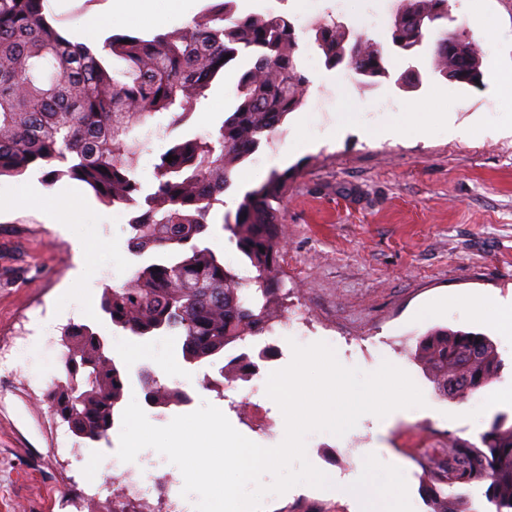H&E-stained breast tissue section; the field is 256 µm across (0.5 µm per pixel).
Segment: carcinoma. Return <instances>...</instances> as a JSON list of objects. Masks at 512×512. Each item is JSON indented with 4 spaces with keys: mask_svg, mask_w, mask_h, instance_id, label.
I'll use <instances>...</instances> for the list:
<instances>
[{
    "mask_svg": "<svg viewBox=\"0 0 512 512\" xmlns=\"http://www.w3.org/2000/svg\"><path fill=\"white\" fill-rule=\"evenodd\" d=\"M46 0H0V176L30 169L89 186L102 201L134 208L128 246L146 261L121 288L104 289L100 310L116 330L140 338L172 333L189 364L219 366L221 377L247 376L257 367L242 353L224 361V348L270 330L281 288L277 263L286 244L280 202L288 172L274 171L222 213L224 229L255 268L245 288L224 257L205 245L209 217L224 205L230 172L241 165L305 100L308 78L295 62V29L282 14H236L234 0L207 9L190 24L150 39L107 38L102 51L124 62L114 75L104 57L72 43L48 22ZM448 18V0H401L391 23L394 46L423 45L435 22ZM347 27L334 19L312 26L329 68L386 77L382 48L360 41L347 47ZM252 59L240 75L237 101L216 131L173 140L154 164L153 182L138 177L147 141L135 134L146 119L169 116L167 128L187 123L212 81L230 64ZM434 70L476 85L481 61L472 41L440 35ZM176 157L167 162L166 157ZM63 367L47 395L57 417L73 421L82 440L108 437L127 388L125 367L87 324L63 328ZM415 360L433 376L440 395L463 400L499 373L502 361L479 333L437 329L424 336ZM457 381L455 391L448 383ZM153 406L186 402L180 389L142 378ZM497 415L481 447L452 448L432 461L422 492L431 512H479L468 492L446 486L485 482L487 512H512V424Z\"/></svg>",
    "mask_w": 512,
    "mask_h": 512,
    "instance_id": "cac0c4a2",
    "label": "carcinoma"
}]
</instances>
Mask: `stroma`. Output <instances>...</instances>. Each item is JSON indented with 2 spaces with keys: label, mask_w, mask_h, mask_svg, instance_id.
<instances>
[{
  "label": "stroma",
  "mask_w": 512,
  "mask_h": 512,
  "mask_svg": "<svg viewBox=\"0 0 512 512\" xmlns=\"http://www.w3.org/2000/svg\"><path fill=\"white\" fill-rule=\"evenodd\" d=\"M336 0H235L238 15L285 11L298 43L313 39L303 16ZM219 0H184L162 27L134 22L89 32L88 20L109 11L110 0H48L46 17L69 41L101 48L111 35L151 38L188 24ZM449 17L438 31L471 40L480 56V86L459 84L435 72L432 40L417 54L394 50L391 22L398 0H345L344 23L379 43L390 56L388 76L356 77L328 68L312 56L304 104L289 113L273 136L231 174L224 206L235 209L245 190L272 171L291 170L280 211L287 246L278 277L283 306L270 333L226 348L259 359L258 370L222 391L199 383L201 367L181 360L176 336L135 338L113 330L95 310L104 287H122L142 259L128 248L133 211L102 203L72 180L50 181L40 171L0 177V512L59 510L64 494L93 482L99 493L90 512H120L107 473L96 465L79 469L74 453L56 450L59 422L44 394L58 375L62 329L86 323L106 336L114 358L131 375L178 362L171 382L190 403L170 408L145 404L148 420L167 425L175 416L210 403L241 434L264 447L277 446L284 417L266 394L269 374L292 359V344L323 341L339 362L362 370L380 361H400L421 389L426 405L395 419L361 417L344 436L315 432L306 441L309 462L330 478L357 479L366 455L400 467L414 512H429L421 493L423 460L440 455L449 439L476 445L497 414L512 417V403L489 401L491 388L512 385V341L489 322L470 317L471 296L512 294V0H448ZM486 19L507 31L494 43L474 21ZM335 76L333 86L322 76ZM237 85L217 77L209 102L173 137L215 131L236 103ZM471 130L448 133V122ZM426 136H418L420 126ZM394 128L391 136L383 128ZM445 327L486 334L503 367L491 387L459 402L439 396L411 352L430 329ZM258 404L257 418L240 411ZM316 512H361L333 490L299 484L268 495L263 512H298L303 502Z\"/></svg>",
  "instance_id": "35a3bbf8"
}]
</instances>
